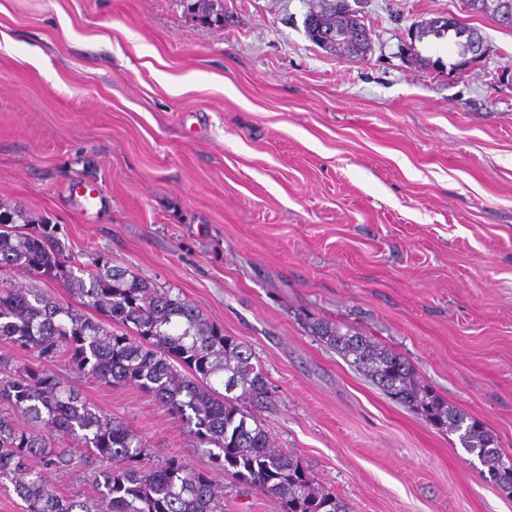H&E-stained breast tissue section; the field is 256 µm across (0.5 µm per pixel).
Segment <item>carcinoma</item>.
<instances>
[{
	"mask_svg": "<svg viewBox=\"0 0 512 512\" xmlns=\"http://www.w3.org/2000/svg\"><path fill=\"white\" fill-rule=\"evenodd\" d=\"M465 0L467 7L512 29L503 19ZM192 18L224 21V0H178ZM303 26L319 48L349 60H362L371 33L348 0L309 8ZM350 37L336 41V29ZM448 24L420 21L414 41L447 34ZM461 70L474 52L477 30L453 24ZM21 271L62 282L73 300H57L42 288L14 284L7 275ZM317 336L349 365L397 402L433 425L458 435L461 447L487 468L489 481L512 486V466L491 433L467 413L422 385L398 354L359 332L329 321L313 324ZM0 342L32 351L39 364L12 365L0 356V488L12 489L23 512H224V496L212 472L234 469L242 485L279 499L283 512H350L334 492L320 486L292 454L273 445L254 415L269 403L260 364L244 342L224 335L192 304L97 253L89 265L71 261L56 225L23 207L0 204ZM65 356L75 371L106 383H132L153 395L181 419L204 446V462L190 466L177 456L146 463L148 448L127 425L63 387L43 366ZM85 451L100 462L94 481L99 502L92 504L56 490L54 476Z\"/></svg>",
	"mask_w": 512,
	"mask_h": 512,
	"instance_id": "carcinoma-1",
	"label": "carcinoma"
}]
</instances>
